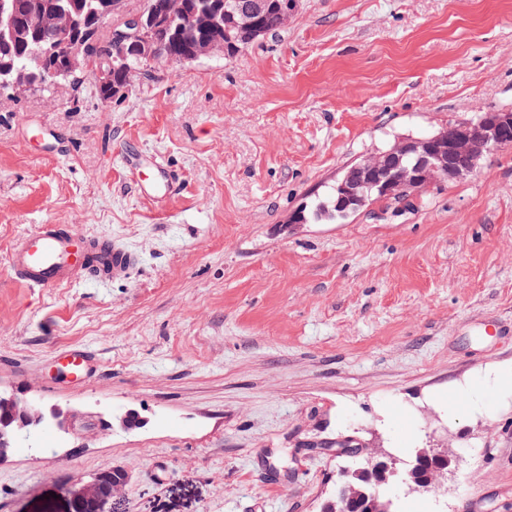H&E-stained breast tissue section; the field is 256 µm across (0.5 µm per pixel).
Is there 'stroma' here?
<instances>
[{
	"label": "stroma",
	"instance_id": "stroma-1",
	"mask_svg": "<svg viewBox=\"0 0 512 512\" xmlns=\"http://www.w3.org/2000/svg\"><path fill=\"white\" fill-rule=\"evenodd\" d=\"M512 110V0H297L239 54L165 64L111 101L0 94V388L97 429L0 460V512H68L121 467L112 512H320L344 447L445 450L394 512H512V148L468 177L291 223L348 165L476 110ZM179 178L142 196L124 152ZM40 224L122 242L128 278L38 290L10 250ZM92 348L75 381L60 352ZM137 412L125 430L115 415ZM129 482V474L121 468L102 471L91 480L74 479L66 489L71 512H110L112 498L120 495Z\"/></svg>",
	"mask_w": 512,
	"mask_h": 512
}]
</instances>
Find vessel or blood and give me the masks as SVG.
Masks as SVG:
<instances>
[{"label":"vessel or blood","instance_id":"1","mask_svg":"<svg viewBox=\"0 0 512 512\" xmlns=\"http://www.w3.org/2000/svg\"><path fill=\"white\" fill-rule=\"evenodd\" d=\"M153 177L147 194L167 197L175 191V181L158 158H151ZM136 256L116 241L94 237L68 224H42L26 233L8 259L13 281L29 288H58L82 281L107 282L126 278ZM66 367L78 379L99 371V363L87 349L65 353Z\"/></svg>","mask_w":512,"mask_h":512}]
</instances>
